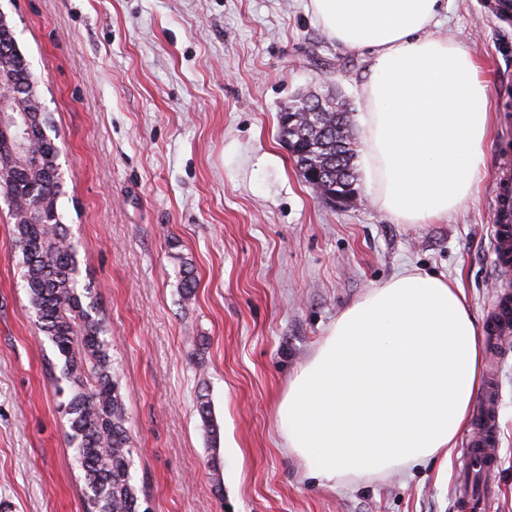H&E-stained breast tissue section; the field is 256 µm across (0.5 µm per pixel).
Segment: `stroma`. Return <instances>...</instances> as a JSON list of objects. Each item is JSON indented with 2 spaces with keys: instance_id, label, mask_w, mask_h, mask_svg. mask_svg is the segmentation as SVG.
<instances>
[{
  "instance_id": "35a3bbf8",
  "label": "stroma",
  "mask_w": 512,
  "mask_h": 512,
  "mask_svg": "<svg viewBox=\"0 0 512 512\" xmlns=\"http://www.w3.org/2000/svg\"><path fill=\"white\" fill-rule=\"evenodd\" d=\"M308 0H0L60 150L57 209L112 329L149 512H458L465 437L428 463L332 489L282 444L277 405L328 327L406 270L458 283L485 327L501 282L492 197L512 167V22L450 0L436 37L475 51L495 123L472 199L431 224L338 206L279 137L296 94L365 109L367 55L331 41ZM0 202V512H82L83 482ZM497 385L498 498L512 512V344L482 357ZM219 426L209 440L198 413Z\"/></svg>"
}]
</instances>
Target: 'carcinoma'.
I'll list each match as a JSON object with an SVG mask.
<instances>
[{"instance_id": "obj_1", "label": "carcinoma", "mask_w": 512, "mask_h": 512, "mask_svg": "<svg viewBox=\"0 0 512 512\" xmlns=\"http://www.w3.org/2000/svg\"><path fill=\"white\" fill-rule=\"evenodd\" d=\"M330 126L294 132L281 126V135L297 145L296 166L309 180L310 162L322 168L320 179L334 193L356 190V150L350 135V114L323 100ZM17 185L35 197L55 202L59 193L48 175L23 166L17 170ZM15 246L21 252V280L40 330L65 368L57 394L67 395L65 406L70 426L79 433L74 461L83 484L102 485L103 499L88 503L86 512H139L140 489L132 472L131 438L121 375L114 365L105 320L85 317L86 304L80 291V269L64 249L62 223L16 224Z\"/></svg>"}]
</instances>
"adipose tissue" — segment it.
<instances>
[{"mask_svg": "<svg viewBox=\"0 0 512 512\" xmlns=\"http://www.w3.org/2000/svg\"><path fill=\"white\" fill-rule=\"evenodd\" d=\"M337 45L366 52L359 122L374 202L430 224L472 198L494 118L468 45L430 30L444 0H309ZM483 340L457 284L407 271L328 328L277 408L283 445L332 488L448 466L482 385Z\"/></svg>", "mask_w": 512, "mask_h": 512, "instance_id": "ef3b65f1", "label": "adipose tissue"}]
</instances>
